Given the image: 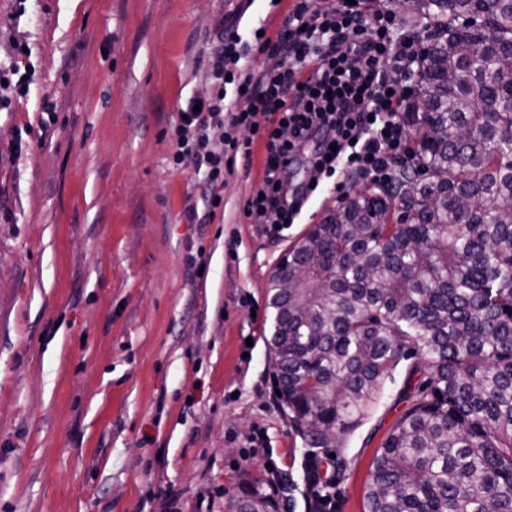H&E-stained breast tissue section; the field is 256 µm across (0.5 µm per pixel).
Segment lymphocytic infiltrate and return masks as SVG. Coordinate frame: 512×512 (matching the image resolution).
Here are the masks:
<instances>
[{
    "label": "lymphocytic infiltrate",
    "instance_id": "lymphocytic-infiltrate-1",
    "mask_svg": "<svg viewBox=\"0 0 512 512\" xmlns=\"http://www.w3.org/2000/svg\"><path fill=\"white\" fill-rule=\"evenodd\" d=\"M278 41L255 37L258 52L279 55L276 67L251 73L228 71L236 55V30L224 33L207 98L179 111L173 166L192 158L208 188L206 207L216 213L224 174L249 158L254 137L265 140V179L246 204L254 224H291L319 182L349 173L388 179L390 157L405 147L402 113L406 94L399 76H414V44L404 38L391 10L364 13L350 0L311 12L299 0ZM235 85L239 108L226 107V85ZM319 146L300 194L287 196L282 177L292 155L310 138Z\"/></svg>",
    "mask_w": 512,
    "mask_h": 512
}]
</instances>
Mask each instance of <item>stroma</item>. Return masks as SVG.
Returning <instances> with one entry per match:
<instances>
[{
    "label": "stroma",
    "instance_id": "obj_1",
    "mask_svg": "<svg viewBox=\"0 0 512 512\" xmlns=\"http://www.w3.org/2000/svg\"><path fill=\"white\" fill-rule=\"evenodd\" d=\"M296 3L0 0V57L24 42L32 69L0 111V512H225L244 474L275 469L288 512H365L405 367L315 487L265 343L275 266L350 183H325L274 234L243 214L262 142L212 220L193 164L171 163L222 23L239 18L244 65L270 68L252 31L278 39Z\"/></svg>",
    "mask_w": 512,
    "mask_h": 512
}]
</instances>
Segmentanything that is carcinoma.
<instances>
[{
  "instance_id": "cac0c4a2",
  "label": "carcinoma",
  "mask_w": 512,
  "mask_h": 512,
  "mask_svg": "<svg viewBox=\"0 0 512 512\" xmlns=\"http://www.w3.org/2000/svg\"><path fill=\"white\" fill-rule=\"evenodd\" d=\"M408 3L441 34L403 112L417 148L281 259L267 345L312 483L404 364L422 380L375 452L366 512H512V0ZM420 166L432 180L409 195ZM227 509L280 502L247 474Z\"/></svg>"
}]
</instances>
